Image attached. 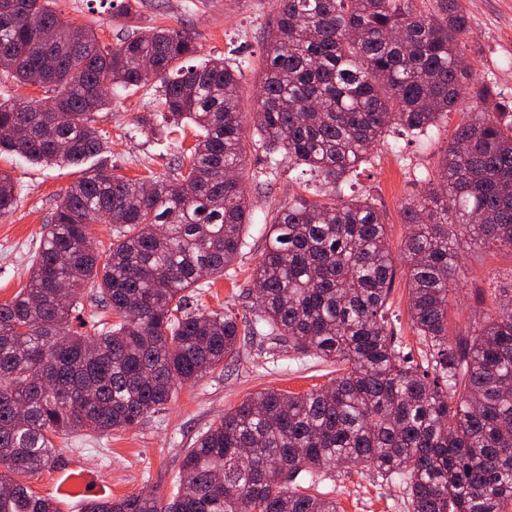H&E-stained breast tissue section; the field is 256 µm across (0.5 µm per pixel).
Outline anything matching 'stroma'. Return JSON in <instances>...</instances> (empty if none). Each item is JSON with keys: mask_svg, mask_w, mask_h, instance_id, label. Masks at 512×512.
<instances>
[{"mask_svg": "<svg viewBox=\"0 0 512 512\" xmlns=\"http://www.w3.org/2000/svg\"><path fill=\"white\" fill-rule=\"evenodd\" d=\"M459 3L469 19L463 50L476 76L512 99V0ZM53 7L63 20L93 26L101 44L110 47L117 45L129 25L189 30L197 46L193 63L213 57L248 63L240 98L243 110L253 111L267 50L266 34L276 18L271 0H142L129 17L113 7L111 0H55ZM161 110L154 88L116 89L108 108L97 115L96 126L105 142L98 167L133 179L171 177L187 161L197 131L187 124L165 127ZM463 119L462 112H451L422 138L387 133L345 190L349 197L367 196L383 216L395 259L388 300L392 324L415 352L420 345L409 320L402 255L412 227L406 222L403 205L424 189L422 173L437 175L439 162ZM265 165L262 149L247 145L243 171L251 210L243 231L247 245L199 300L207 311H234L243 325L254 317L255 298L248 289L272 215L295 198L317 197L315 185L300 170L285 167L270 186L256 189L254 175ZM0 171L14 178L17 194L13 213L0 219V302H4L25 287L28 269L60 196L86 168L34 164L0 152ZM459 252L457 288L448 306L449 327L457 331L491 308V290L497 283L512 281V250L465 242ZM336 376V364L302 357L276 347L269 339L242 336L236 358L201 381L179 387L162 411L147 414L136 426L108 435L74 432L66 436L61 442L66 449L65 468L40 472L29 484L39 494L59 498L60 512H82L86 500L108 493L122 496L152 489L169 499L178 490L187 449L225 411L266 388L303 393ZM318 489L335 497L342 512H407L400 478L382 476L363 465L329 471Z\"/></svg>", "mask_w": 512, "mask_h": 512, "instance_id": "obj_1", "label": "stroma"}]
</instances>
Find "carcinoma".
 Returning a JSON list of instances; mask_svg holds the SVG:
<instances>
[{
    "label": "carcinoma",
    "mask_w": 512,
    "mask_h": 512,
    "mask_svg": "<svg viewBox=\"0 0 512 512\" xmlns=\"http://www.w3.org/2000/svg\"><path fill=\"white\" fill-rule=\"evenodd\" d=\"M256 108L254 144L319 185L269 224L253 275L249 334L342 374L303 394L266 388L213 422L184 456L179 490L88 501L84 512H339L318 490L338 464L405 484L408 512H512V283L496 307L448 336L461 238L512 250V108L494 99L461 53L457 0H278ZM51 0H0V58L40 100L0 102V150L32 162L81 164L103 151L93 125L113 87L158 83L163 120L199 131L189 164L141 181L103 170L74 182L50 218L25 288L0 302V512H59L27 479L65 465L56 439L131 428L239 352L236 314L202 313L203 288L241 254L250 207L240 170L247 67L196 52L184 28L133 31L115 47L73 26ZM464 108L440 163L445 191L404 204L414 230L402 253L415 360L388 319L394 264L385 224L343 185L392 129L427 133ZM0 172V218L13 212ZM91 224L112 225L100 258ZM116 316L84 327L81 291Z\"/></svg>",
    "instance_id": "cac0c4a2"
}]
</instances>
